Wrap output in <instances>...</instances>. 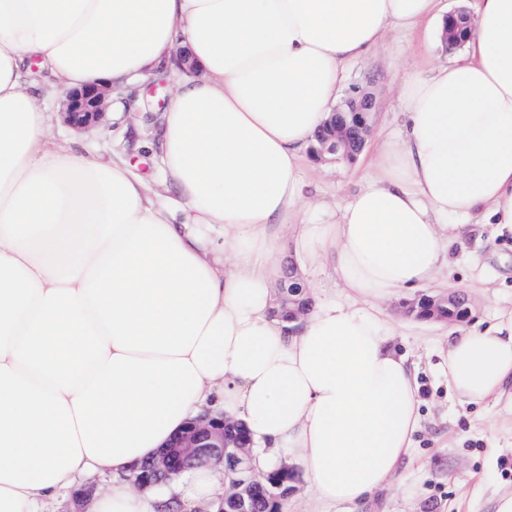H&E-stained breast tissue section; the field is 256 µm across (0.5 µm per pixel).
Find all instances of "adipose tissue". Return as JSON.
I'll list each match as a JSON object with an SVG mask.
<instances>
[{"label": "adipose tissue", "mask_w": 512, "mask_h": 512, "mask_svg": "<svg viewBox=\"0 0 512 512\" xmlns=\"http://www.w3.org/2000/svg\"><path fill=\"white\" fill-rule=\"evenodd\" d=\"M438 0H0V512H42L90 473L149 461L203 411L243 422L255 464L298 459L319 500L360 503L413 444L418 389L376 302L433 280L468 225L512 235V0H476L463 54L403 86L404 135L333 224L300 225L348 304L273 317L277 228L302 206L304 152L349 64L389 29L443 45ZM159 128L180 211L126 163L53 141L44 89L173 68ZM512 383V323L460 336L466 404ZM202 466L90 512L213 494Z\"/></svg>", "instance_id": "ef3b65f1"}]
</instances>
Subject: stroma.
<instances>
[{
    "label": "stroma",
    "mask_w": 512,
    "mask_h": 512,
    "mask_svg": "<svg viewBox=\"0 0 512 512\" xmlns=\"http://www.w3.org/2000/svg\"><path fill=\"white\" fill-rule=\"evenodd\" d=\"M425 53L424 35L393 32L380 50L349 69L345 89L363 87L375 100L371 143L398 135L400 89ZM173 88L167 73L114 88L104 125L84 132L65 123L66 87L56 84L51 134L86 146L102 164L126 162L157 204L176 207L178 195L158 133ZM303 170L308 207L301 218L315 224L335 222L337 205L374 174L363 158L318 163L308 155ZM422 290L431 295L459 291L469 315L458 325L431 323L406 315L404 299L381 304L396 321L392 341L406 355L418 385L420 427L397 477L367 502L348 505L320 501L302 475L279 512H494L495 498L512 491V400L464 404L448 387V345L459 331L512 320V238L495 236L489 224L471 226L452 248L447 268Z\"/></svg>",
    "instance_id": "1"
}]
</instances>
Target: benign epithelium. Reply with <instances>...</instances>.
I'll return each instance as SVG.
<instances>
[{"label": "benign epithelium", "instance_id": "obj_1", "mask_svg": "<svg viewBox=\"0 0 512 512\" xmlns=\"http://www.w3.org/2000/svg\"><path fill=\"white\" fill-rule=\"evenodd\" d=\"M470 16L457 10L448 16L446 42L448 48L462 45L470 31ZM111 88L88 87L66 92L65 121L81 130L99 126L106 115ZM374 100L359 87L353 88L344 103L334 109L324 125L327 135L318 139L316 159L320 161L354 158L370 135ZM281 304L294 306L291 319L297 320L308 310L311 301L299 299L307 292V284L297 273L286 274L281 281ZM224 416L202 415L186 425L166 444L149 466L134 469L133 485L146 488L163 483L167 477L199 465L224 466V497L217 512H244L245 497L252 488L263 487L268 476L257 471L252 462L248 438L228 431Z\"/></svg>", "mask_w": 512, "mask_h": 512}]
</instances>
